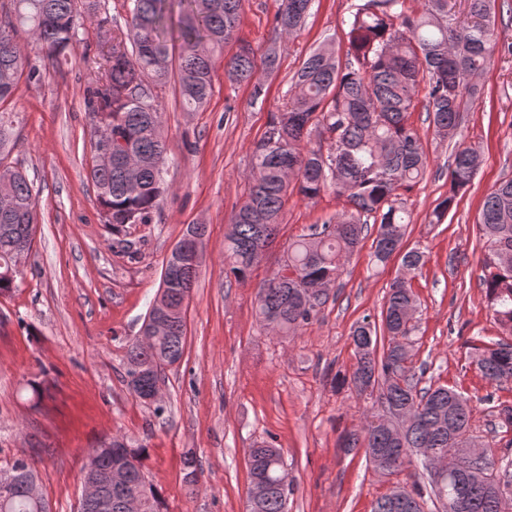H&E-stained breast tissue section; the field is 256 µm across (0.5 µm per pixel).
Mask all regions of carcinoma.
Masks as SVG:
<instances>
[{
  "label": "carcinoma",
  "mask_w": 512,
  "mask_h": 512,
  "mask_svg": "<svg viewBox=\"0 0 512 512\" xmlns=\"http://www.w3.org/2000/svg\"><path fill=\"white\" fill-rule=\"evenodd\" d=\"M313 0H278L276 29L292 33L302 27ZM406 0H360L352 5L347 26L349 49L345 58L330 43L314 49L293 76L288 99L273 116L268 130L252 149L249 193L232 214L224 237V264L237 279L246 278L254 265L252 254L276 239L288 195L313 200L327 188L346 198L349 208L333 224H312L288 246L280 266L296 277L283 281L274 270L257 292L260 321L282 336H295L326 302L328 294L311 293L317 285H333L340 267L352 255L365 232L374 228L373 262L383 266L393 248L401 247L411 215L402 191L423 179L428 157L423 142L409 122L416 94L425 85L424 109L435 135L454 143L448 164L449 190L431 213L438 224L457 196L472 183L481 159L479 151L456 141L466 103L479 93L477 79L498 50L512 54V43L499 45L495 36L496 0H467L469 20L461 22L450 0H421V10L409 12ZM100 0H0V102H5L22 77L40 74L30 65L16 40L27 28L37 38L43 58L57 62L67 56L79 35L81 21L98 17ZM173 0H130L125 28L112 33L103 55V74L87 90V108L94 120L112 126V137L123 141L139 162L135 181L123 169L92 165L89 176L102 210L111 217L112 230L127 224H149L163 193L160 177L167 150L161 112L153 89L171 76V49L181 43L177 67L183 110L195 112L213 92V53L236 39L242 0H179L180 15L173 20ZM224 74L237 83L253 85L261 96L254 52L242 43L224 64ZM14 120L0 113V296L19 283L8 277L16 253L30 251L37 224L33 185L17 168L3 164L14 146ZM489 252L482 260L483 284L498 324L512 335V179L494 187L485 197L478 218ZM424 265V255L409 250L402 267L413 273ZM198 270H181L168 282L172 323L161 336L135 339L125 355V378L137 398L140 390L159 384L165 367L184 355L186 315L177 311L189 297ZM418 301L408 281L395 280L386 296L380 322L366 315L351 332L355 364L342 384L357 393L379 389L382 412L367 417L359 428L342 437L341 447L365 448L376 469L398 470L411 463L405 455L397 464L377 456L376 448L395 447L398 415H407L404 448H429L436 455L459 453L458 441L448 434L453 423L470 433L473 409L469 400L446 386L421 388L412 360L404 357L398 338L416 330L408 310ZM477 370L490 383L512 382V341L500 339L473 347ZM112 445L125 449L130 465L128 485L109 484L115 463L113 452L97 444L88 449L82 475L101 486L107 508L81 504L79 512H125L128 496L142 493L144 512H165L160 490L145 472V450L133 448L121 437ZM480 466L497 467L504 489L512 493V460L496 464L491 453L482 459L460 457V467L442 478L428 475L429 497L448 512V502L469 500L468 512H500L498 499L484 493L464 474ZM185 482L197 486L202 471L196 457H184ZM12 481L0 499H9V512H51L47 500L34 502L31 483L40 481L35 462L16 458L7 465ZM279 449L258 445L249 450L250 484L264 486L249 512H288V483ZM423 488L413 484L381 497L373 512H423Z\"/></svg>",
  "instance_id": "carcinoma-1"
}]
</instances>
